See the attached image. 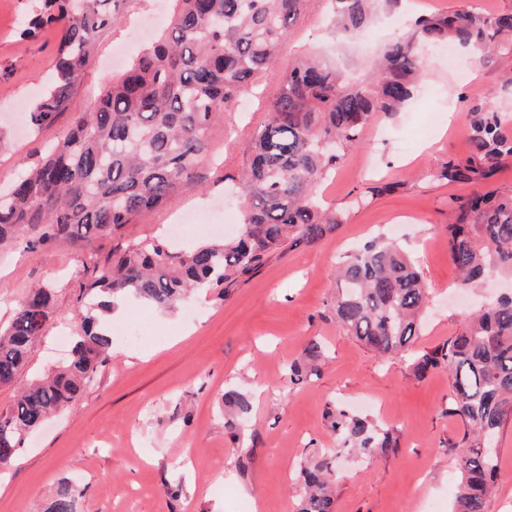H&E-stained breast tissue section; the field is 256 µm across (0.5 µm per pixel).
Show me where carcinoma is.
I'll return each mask as SVG.
<instances>
[{
  "label": "carcinoma",
  "instance_id": "cac0c4a2",
  "mask_svg": "<svg viewBox=\"0 0 512 512\" xmlns=\"http://www.w3.org/2000/svg\"><path fill=\"white\" fill-rule=\"evenodd\" d=\"M124 0H37L21 35L45 26L61 31L55 71L29 115L39 132L57 124L94 57L101 33L121 18ZM309 0H172L157 37L126 72L104 80L97 107L75 119L38 160L0 192V243L24 241L36 253L62 242L99 236L145 217L172 197L202 190L211 180V135L229 121L236 102L275 63L279 44ZM332 32L361 37L375 0H327ZM417 39L391 42L371 74L348 80L317 59L297 63L280 79L266 119L252 134L236 183L241 213L237 236L175 249L153 236L95 262L82 289L80 325L71 358L52 375L19 389L12 409L0 413V468L12 465L24 436L80 400L113 347L112 303L132 296L171 310L213 284L229 292L269 261L319 242L340 220L318 191L362 131L381 113L400 111L424 69L420 44L459 43L481 55L512 60V11L482 15L468 9L421 16ZM472 156L450 161L439 177L473 183L489 178L512 155L503 114L468 113ZM449 257L467 288L500 272L512 273V195L474 193L448 225ZM336 324L380 357L408 352L429 300L423 276L396 244L374 239L336 266ZM57 312L52 287L34 288L0 328V385L16 382L33 344ZM307 360L290 367L288 381L317 375L322 345L305 348ZM424 377L448 372V414L463 425L458 449L461 480L454 512H487L498 470L500 433L512 421V294L470 314L463 329L412 362ZM224 424L239 429L251 408L246 396L224 395ZM337 446L372 458L395 447L389 430L337 407L328 412ZM299 512H334L339 482L332 456L300 465ZM48 512H76L73 489L57 491Z\"/></svg>",
  "mask_w": 512,
  "mask_h": 512
}]
</instances>
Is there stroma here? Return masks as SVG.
<instances>
[{
    "mask_svg": "<svg viewBox=\"0 0 512 512\" xmlns=\"http://www.w3.org/2000/svg\"><path fill=\"white\" fill-rule=\"evenodd\" d=\"M473 0H407L380 5L364 38H337L325 0L308 8L283 42L275 66L245 96L229 125L216 128L212 148L227 177L239 175L243 149L264 120L267 98L281 76L314 52L352 80L368 73L391 40L413 34L410 17L451 13ZM33 0H0V185L21 157L34 158L56 129H28L29 106L54 70L57 30L22 37L19 21ZM170 0H124L123 19L99 40L69 117L94 109L105 78L122 72L169 14ZM495 106L512 136V71L477 63L463 49L427 54L426 69L408 106L380 114L363 132L321 189L342 224L312 246L270 261L237 288L213 286L189 306L161 312L133 302L126 321L162 325L161 339L111 352L82 400L28 434L14 465L0 471V512H47L61 484L72 485L76 512H299L296 470L302 461L336 447L326 420L337 405L391 428L395 448L363 460L336 457L342 477L336 512H450L460 478L449 443L463 431L449 417L446 372L417 377L407 355L380 358L328 316L335 295L333 270L355 248L380 236L403 245L430 288L428 312L415 340L423 353L442 345L469 312L490 303L512 277L497 275L483 287H458L448 253V226L471 185L448 183L437 173L451 159L469 156L467 114ZM192 211L203 223L185 229L188 242L220 239L225 220L239 222L223 184L170 200L146 223L126 224L106 236L67 242L35 256L21 242L0 247V326L31 288L53 284L58 310L32 347L20 374L28 381L66 359L57 336L69 333L87 253L104 259L139 237L163 236L173 218ZM323 342L317 376L287 382L309 339ZM237 390L252 410L238 435L224 427V393ZM489 512H512V424L501 435L498 489Z\"/></svg>",
    "mask_w": 512,
    "mask_h": 512,
    "instance_id": "obj_1",
    "label": "stroma"
}]
</instances>
